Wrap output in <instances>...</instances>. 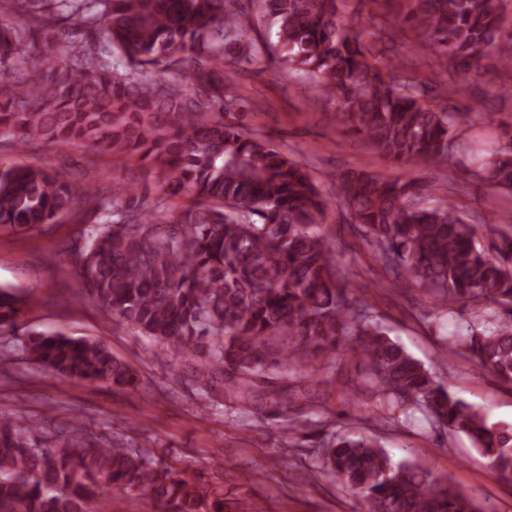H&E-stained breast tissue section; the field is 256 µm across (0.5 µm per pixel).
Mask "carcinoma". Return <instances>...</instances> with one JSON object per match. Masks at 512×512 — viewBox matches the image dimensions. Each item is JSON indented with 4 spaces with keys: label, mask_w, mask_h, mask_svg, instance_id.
Masks as SVG:
<instances>
[{
    "label": "carcinoma",
    "mask_w": 512,
    "mask_h": 512,
    "mask_svg": "<svg viewBox=\"0 0 512 512\" xmlns=\"http://www.w3.org/2000/svg\"><path fill=\"white\" fill-rule=\"evenodd\" d=\"M35 14L45 32L59 16L95 33L70 53L51 39L27 44L0 19V134L19 145L89 144L159 171L158 195L123 183L107 194L93 180L42 166L0 167V234L66 218L100 228L74 264L81 297L194 359L204 394L250 406L257 382L267 405L285 403L271 367L315 372L310 360L341 351L359 359L373 390L369 419L385 426L413 405L435 429L463 433L502 477H512V426L488 422L393 342L340 277L318 231L328 200L307 166L224 113L246 106L226 72L262 53L248 35L251 7L277 27L278 63L306 76L333 104L334 126L397 163L455 168L451 116L425 101L415 60L386 77L378 55L383 20L346 23L339 0H4ZM451 70L479 69L505 38L504 0H384ZM26 68L5 70L13 60ZM153 73L150 82L139 72ZM476 178L512 194V150L493 151ZM414 180L366 170L342 175L338 199L383 270L432 295L448 312L484 302L481 329L464 345L476 370L512 384V224H486L488 248L446 200L435 205ZM190 197L176 208L169 199ZM23 296L0 287V330L21 331ZM39 369L76 384L134 390L138 378L100 340L24 331ZM279 358L270 359L273 349ZM324 466L367 512H481L466 493L411 461L395 462L373 438L330 434ZM168 512H224V487L134 450L104 445L75 417L52 437L36 422L0 420V512H112L109 493Z\"/></svg>",
    "instance_id": "obj_1"
}]
</instances>
